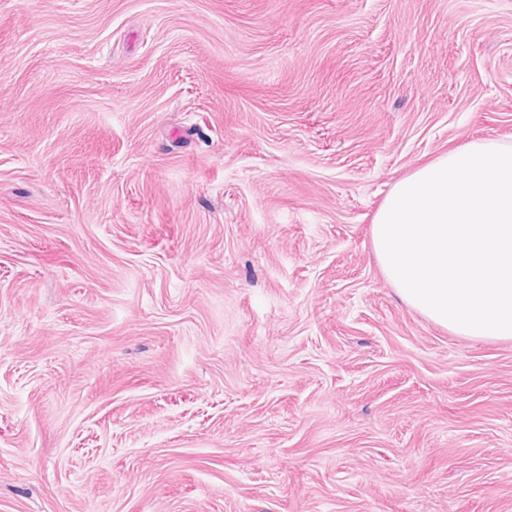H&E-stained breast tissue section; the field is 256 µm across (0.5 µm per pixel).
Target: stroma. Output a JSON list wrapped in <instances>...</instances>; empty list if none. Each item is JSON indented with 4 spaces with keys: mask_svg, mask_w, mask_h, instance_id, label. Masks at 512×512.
<instances>
[{
    "mask_svg": "<svg viewBox=\"0 0 512 512\" xmlns=\"http://www.w3.org/2000/svg\"><path fill=\"white\" fill-rule=\"evenodd\" d=\"M483 139L512 0H0V512H512V340L372 243Z\"/></svg>",
    "mask_w": 512,
    "mask_h": 512,
    "instance_id": "35a3bbf8",
    "label": "stroma"
}]
</instances>
